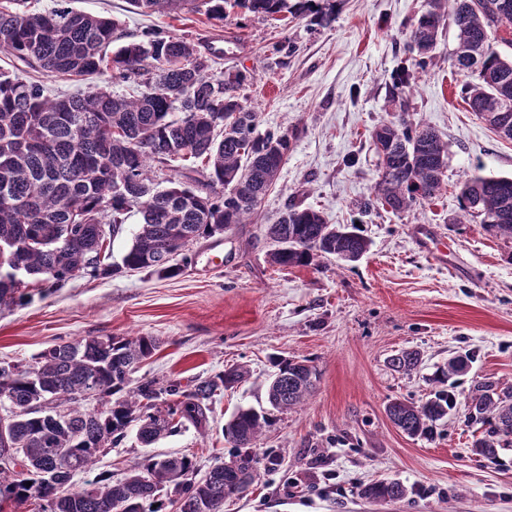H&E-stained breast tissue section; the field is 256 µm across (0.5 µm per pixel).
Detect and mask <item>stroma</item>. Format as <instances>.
I'll list each match as a JSON object with an SVG mask.
<instances>
[{"label": "stroma", "mask_w": 512, "mask_h": 512, "mask_svg": "<svg viewBox=\"0 0 512 512\" xmlns=\"http://www.w3.org/2000/svg\"><path fill=\"white\" fill-rule=\"evenodd\" d=\"M336 2L332 26L313 30L304 18L282 26L238 12L219 23L202 14H144L128 0H71L73 9L116 19L123 41L160 29L198 44L216 74L249 70L253 81L242 94L261 128L294 126L300 134L251 223L194 243L173 277L82 273L64 288L32 290L25 303L0 310V361H26L84 336L146 335L159 347L138 369L141 378L186 386L232 365L249 369L236 389L214 396L205 429L189 424L148 448L128 431L94 468L118 479L149 454H188L203 472L229 459L225 422L238 407H266L276 358H307L320 371L315 393L275 414L253 448L259 480L226 499L222 512H512V448L498 463L474 455L465 421L474 376L512 385V240L462 218L459 204L468 176H512V141L461 97L452 68L456 28L445 20L409 116L447 141L448 189L413 212L361 214L356 202L376 179L370 132L399 113L389 101L393 76L409 58L406 42L426 0ZM284 42L295 53L281 51ZM0 69L42 83L53 97L101 84L49 77L1 53ZM292 203L332 224H358L368 253L352 263L272 265L265 230ZM407 348L421 352L419 372L389 366ZM465 351L474 356L471 372L458 381L456 405L434 439L397 429L387 405L426 400L436 368ZM380 478L404 483L408 497L360 498L359 485Z\"/></svg>", "instance_id": "obj_1"}]
</instances>
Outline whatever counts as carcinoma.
Instances as JSON below:
<instances>
[{"label":"carcinoma","mask_w":512,"mask_h":512,"mask_svg":"<svg viewBox=\"0 0 512 512\" xmlns=\"http://www.w3.org/2000/svg\"><path fill=\"white\" fill-rule=\"evenodd\" d=\"M0 0V53L50 74L110 75L112 83L136 86L119 95L107 85L87 95L53 98L38 83L0 70V308L28 298L30 284L44 291L64 287L79 273L113 277L150 270L175 276L179 248L247 223L298 137V128L258 131L256 113L240 90L248 71L217 76L211 58L184 36L148 30L117 49L119 24L112 18L59 6L32 14ZM135 8L163 14L202 12L222 22L226 6L261 21L287 15L329 27L333 9L316 0H129ZM451 17L457 29L453 66L463 77L460 92L471 111L500 137L512 140V56L504 57L491 36L512 46V0H428L409 34L410 67L396 74L391 88L400 112L408 92L426 70L440 26ZM378 156L373 192L359 203L363 213L389 208L412 211L443 189L448 144L424 123L404 117L371 131ZM201 159L205 167L187 182L150 177L151 163ZM462 219H480L485 230L512 239V177L473 176L459 192ZM140 215L121 262H107L106 241L123 232L132 213ZM112 225L102 234L101 224ZM278 244L272 264L309 267L320 258L360 260L370 248L356 226L326 222L322 212L291 205L268 225ZM157 350L152 336H86L55 345L26 362L0 364V406L13 413L0 428V451L15 449L27 472L0 467V505L32 506L35 512H221L246 477L254 482L259 460L252 447L269 424V413L239 409L224 424L232 457L196 477L187 456L147 455L120 480L99 474L81 487L77 471H89L98 458L121 443L137 425V439L150 446L186 422L206 427V404L217 391L249 376L240 365L184 389L154 380L129 387L130 375ZM469 352L458 353L429 378L437 387L419 403L388 405L390 420L410 437H430L453 407L449 388L468 374ZM393 370L410 374L420 353L403 350L391 357ZM267 403L287 412L316 389L320 373L309 359L276 363ZM177 400L170 404L166 396ZM95 399L98 406L84 407ZM467 423L480 436L472 452L488 460L512 446V386L489 377L471 381ZM403 483L377 481L359 487L367 500H403Z\"/></svg>","instance_id":"carcinoma-1"}]
</instances>
